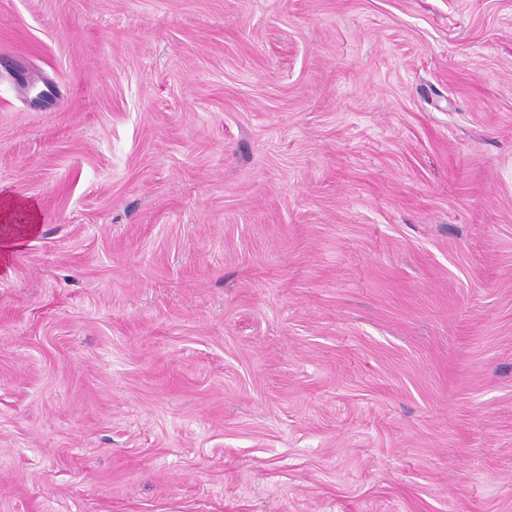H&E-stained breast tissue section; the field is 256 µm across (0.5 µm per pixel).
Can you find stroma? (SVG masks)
Returning a JSON list of instances; mask_svg holds the SVG:
<instances>
[{
    "label": "stroma",
    "mask_w": 512,
    "mask_h": 512,
    "mask_svg": "<svg viewBox=\"0 0 512 512\" xmlns=\"http://www.w3.org/2000/svg\"><path fill=\"white\" fill-rule=\"evenodd\" d=\"M0 187V512H512V0H0ZM1 217L2 224L7 223L8 219L13 214H22L24 217L19 221L25 227L20 228L18 233H7L2 235L0 242V251L4 256L12 249L13 244H18L22 240L19 237L24 234H32L39 226V208L34 202H22L17 200L9 191L2 190L1 192Z\"/></svg>",
    "instance_id": "1"
}]
</instances>
